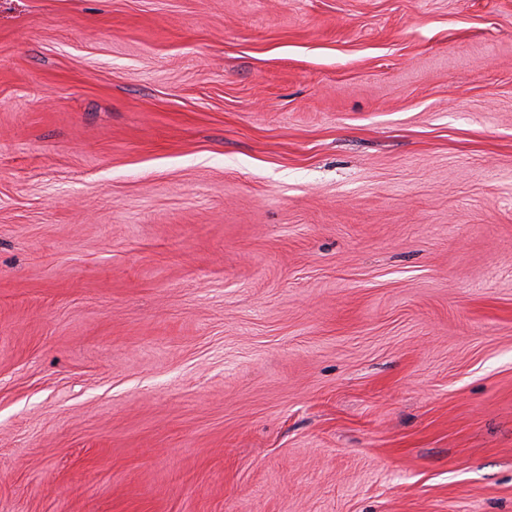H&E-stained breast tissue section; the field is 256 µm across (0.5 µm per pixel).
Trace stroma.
Here are the masks:
<instances>
[{"label": "stroma", "instance_id": "35a3bbf8", "mask_svg": "<svg viewBox=\"0 0 512 512\" xmlns=\"http://www.w3.org/2000/svg\"><path fill=\"white\" fill-rule=\"evenodd\" d=\"M0 512H512V0H0Z\"/></svg>", "mask_w": 512, "mask_h": 512}]
</instances>
